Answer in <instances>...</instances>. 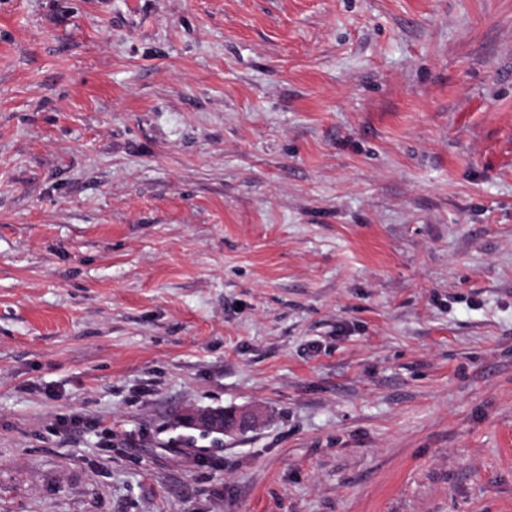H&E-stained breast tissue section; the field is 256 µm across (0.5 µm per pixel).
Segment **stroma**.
<instances>
[{
  "label": "stroma",
  "instance_id": "35a3bbf8",
  "mask_svg": "<svg viewBox=\"0 0 512 512\" xmlns=\"http://www.w3.org/2000/svg\"><path fill=\"white\" fill-rule=\"evenodd\" d=\"M0 512H512V0H0ZM185 424L192 427H203L209 430L220 432L244 431L250 428L256 421L257 414L254 412H237L234 410L224 411V417L216 419L205 412L196 409H189L181 413ZM202 429L209 432L206 429Z\"/></svg>",
  "mask_w": 512,
  "mask_h": 512
}]
</instances>
